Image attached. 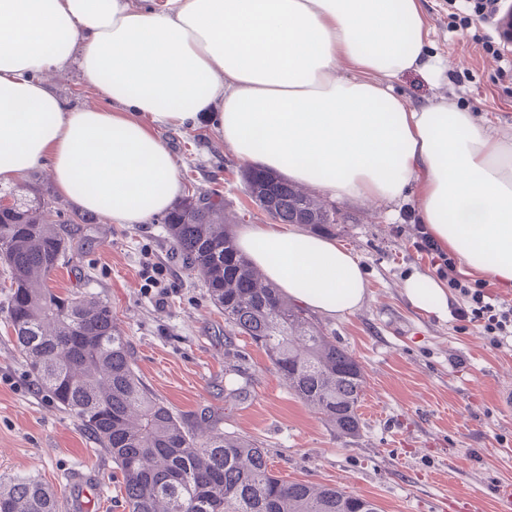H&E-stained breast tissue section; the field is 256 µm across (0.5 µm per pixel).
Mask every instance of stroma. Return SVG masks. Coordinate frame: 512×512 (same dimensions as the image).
I'll return each mask as SVG.
<instances>
[{"mask_svg":"<svg viewBox=\"0 0 512 512\" xmlns=\"http://www.w3.org/2000/svg\"><path fill=\"white\" fill-rule=\"evenodd\" d=\"M423 6L431 50L448 68L434 84L401 76L396 91L413 104L454 100L512 137V81L500 80L496 61L472 40L495 28L464 9L450 14L448 0ZM51 86L79 106L109 105L74 65ZM156 134L178 164L183 195L220 190L232 233L267 223L245 189L244 163L212 124ZM337 207L351 220L333 237L360 259L368 294L356 312L315 321L363 369L360 431L351 438L305 405L261 348L231 330L160 218L117 224L87 213L76 255L52 273L50 286L82 287L107 302L147 387L189 423L215 415L225 432L260 441L281 479L361 495L379 512H501V492L512 488V411L502 409L499 394L512 386V348L491 345L455 316L409 305L406 278L436 274L413 245L415 193ZM234 388L240 396L226 401ZM0 474L38 478L54 490L58 512H73L71 478L79 474L99 487L92 512H127L120 471L76 418L46 399L1 312Z\"/></svg>","mask_w":512,"mask_h":512,"instance_id":"obj_1","label":"stroma"}]
</instances>
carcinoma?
Masks as SVG:
<instances>
[{
    "mask_svg": "<svg viewBox=\"0 0 512 512\" xmlns=\"http://www.w3.org/2000/svg\"><path fill=\"white\" fill-rule=\"evenodd\" d=\"M243 179L253 199L272 178L258 168ZM0 210V271L9 280L6 319L17 350L49 400L75 417L123 475L128 512H378L367 498L273 474L267 450L255 439L230 435L217 423L189 424L141 382L127 338L100 298L55 293L48 280L71 259L74 233L49 224L51 204L35 182L17 190ZM269 217L331 232L338 212L301 186L276 195ZM185 266L208 288L224 321L261 344L289 389L343 437L360 430L363 371L325 336L280 288L259 281L224 224V197L195 193L164 218ZM54 492L31 476H0V512H56Z\"/></svg>",
    "mask_w": 512,
    "mask_h": 512,
    "instance_id": "cac0c4a2",
    "label": "carcinoma"
}]
</instances>
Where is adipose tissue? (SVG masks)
Instances as JSON below:
<instances>
[{
	"label": "adipose tissue",
	"instance_id": "1",
	"mask_svg": "<svg viewBox=\"0 0 512 512\" xmlns=\"http://www.w3.org/2000/svg\"><path fill=\"white\" fill-rule=\"evenodd\" d=\"M73 63L111 108L56 94L47 75ZM410 72H442L420 0H0V185L47 161L81 209L147 223L182 191L154 127L208 115L238 159L331 199L391 203L418 185L432 237L512 283V138L449 100L407 104L393 82ZM238 245L322 315L366 298L363 265L332 238L253 224ZM404 294L448 312L431 277Z\"/></svg>",
	"mask_w": 512,
	"mask_h": 512
}]
</instances>
